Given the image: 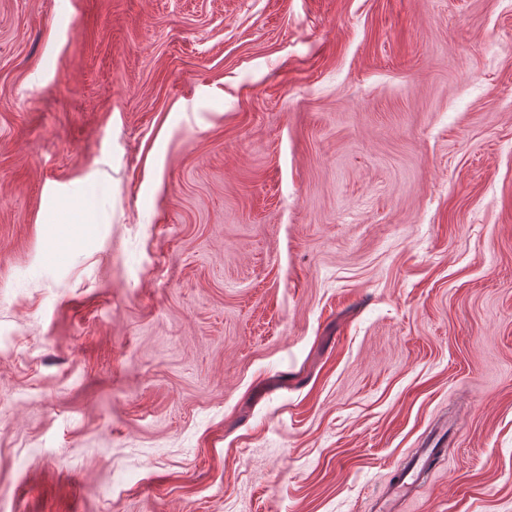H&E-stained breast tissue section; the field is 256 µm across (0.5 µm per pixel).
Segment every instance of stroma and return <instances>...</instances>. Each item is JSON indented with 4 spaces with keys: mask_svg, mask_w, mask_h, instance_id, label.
I'll use <instances>...</instances> for the list:
<instances>
[{
    "mask_svg": "<svg viewBox=\"0 0 512 512\" xmlns=\"http://www.w3.org/2000/svg\"><path fill=\"white\" fill-rule=\"evenodd\" d=\"M428 443L397 512H512V0H0V512H375ZM90 224H64L50 236L47 253L56 254L86 241V233ZM434 448L426 449L411 467L402 472L399 483V493L404 494L419 479L421 473L428 468Z\"/></svg>",
    "mask_w": 512,
    "mask_h": 512,
    "instance_id": "35a3bbf8",
    "label": "stroma"
}]
</instances>
